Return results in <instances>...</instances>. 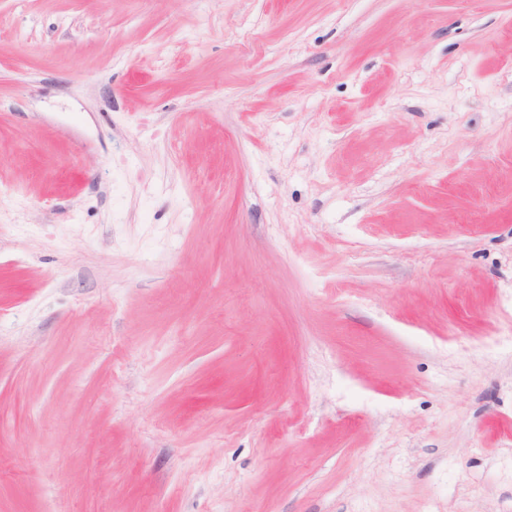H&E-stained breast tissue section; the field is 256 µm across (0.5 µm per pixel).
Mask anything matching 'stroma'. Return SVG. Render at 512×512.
<instances>
[{"label": "stroma", "instance_id": "35a3bbf8", "mask_svg": "<svg viewBox=\"0 0 512 512\" xmlns=\"http://www.w3.org/2000/svg\"><path fill=\"white\" fill-rule=\"evenodd\" d=\"M0 512H512V0H0Z\"/></svg>", "mask_w": 512, "mask_h": 512}]
</instances>
